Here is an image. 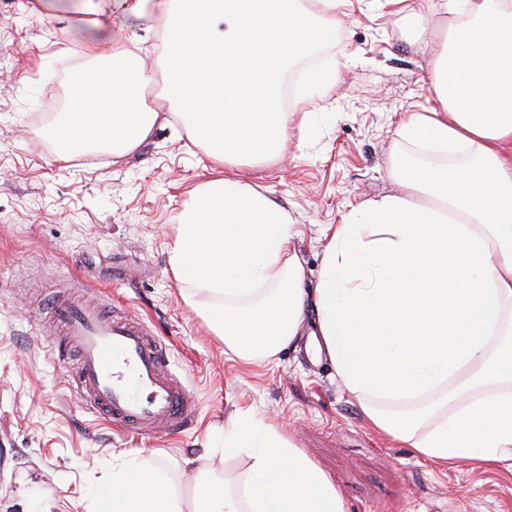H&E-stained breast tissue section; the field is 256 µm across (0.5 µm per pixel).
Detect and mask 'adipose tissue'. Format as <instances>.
Segmentation results:
<instances>
[{
  "label": "adipose tissue",
  "mask_w": 512,
  "mask_h": 512,
  "mask_svg": "<svg viewBox=\"0 0 512 512\" xmlns=\"http://www.w3.org/2000/svg\"><path fill=\"white\" fill-rule=\"evenodd\" d=\"M344 2L113 0L130 25L158 30L163 97L215 173L176 217L169 269L239 358H274L315 310L320 348L376 431L435 463L512 468V0L407 12L421 32L448 22L429 73L436 106L397 129L406 194L364 201L330 228L316 287L288 212L226 172L311 138L282 105L285 75L332 42ZM154 80L145 68L100 71L72 87L76 104L51 135L135 153L158 120L143 95ZM421 150L448 160L419 162ZM447 383L445 401L383 407Z\"/></svg>",
  "instance_id": "adipose-tissue-1"
}]
</instances>
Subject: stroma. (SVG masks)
Listing matches in <instances>:
<instances>
[{
	"mask_svg": "<svg viewBox=\"0 0 512 512\" xmlns=\"http://www.w3.org/2000/svg\"><path fill=\"white\" fill-rule=\"evenodd\" d=\"M112 28L134 42L129 65L151 67L148 102L162 104L160 36ZM89 28L67 0H0V512H92L89 486L132 461L162 471L191 503L195 475L215 473L243 494L250 461L215 447L224 424L249 411L321 469L346 512H512V471L446 466L381 435L328 358L304 345L263 363L226 353L169 270L175 217L210 177L201 145L171 113L128 156L68 150L50 137L73 71L111 64L81 50ZM434 48L381 0H348L333 43L315 53L341 63L320 100L317 133L282 157L233 169L288 211L295 249L316 284L328 226L362 202L404 193L392 174L401 120L432 105ZM62 295L99 299L131 314L166 349L168 371L193 398L186 423L150 434L123 431L73 389L76 354L57 362L48 315Z\"/></svg>",
	"mask_w": 512,
	"mask_h": 512,
	"instance_id": "obj_1",
	"label": "stroma"
}]
</instances>
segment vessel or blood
Segmentation results:
<instances>
[{
  "instance_id": "b4317fda",
  "label": "vessel or blood",
  "mask_w": 512,
  "mask_h": 512,
  "mask_svg": "<svg viewBox=\"0 0 512 512\" xmlns=\"http://www.w3.org/2000/svg\"><path fill=\"white\" fill-rule=\"evenodd\" d=\"M55 321L79 354L77 388L91 407L127 430L172 428L184 419L190 395L166 369L160 342L131 316L104 318L89 304L59 302Z\"/></svg>"
}]
</instances>
